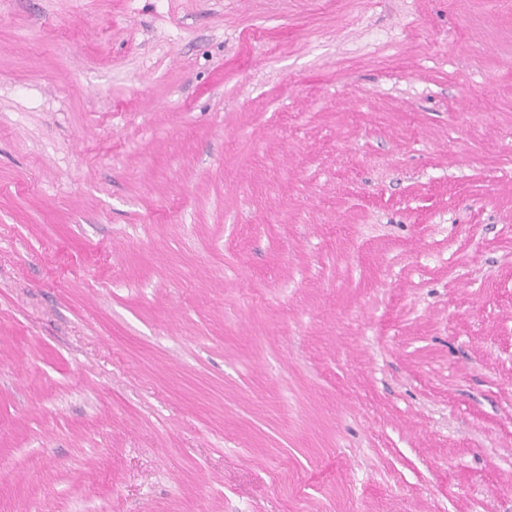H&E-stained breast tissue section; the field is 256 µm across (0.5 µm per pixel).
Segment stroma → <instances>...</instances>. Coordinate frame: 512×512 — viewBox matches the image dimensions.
Instances as JSON below:
<instances>
[{"mask_svg": "<svg viewBox=\"0 0 512 512\" xmlns=\"http://www.w3.org/2000/svg\"><path fill=\"white\" fill-rule=\"evenodd\" d=\"M0 512H512V11L0 0Z\"/></svg>", "mask_w": 512, "mask_h": 512, "instance_id": "1", "label": "stroma"}]
</instances>
